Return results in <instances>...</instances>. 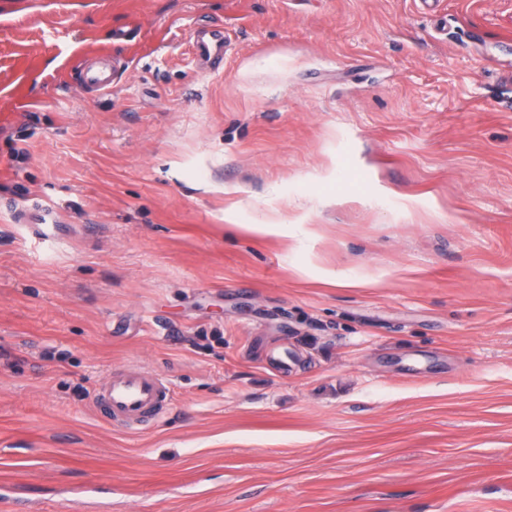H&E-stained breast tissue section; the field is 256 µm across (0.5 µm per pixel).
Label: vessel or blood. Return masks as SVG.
I'll list each match as a JSON object with an SVG mask.
<instances>
[{"label": "vessel or blood", "instance_id": "b4317fda", "mask_svg": "<svg viewBox=\"0 0 512 512\" xmlns=\"http://www.w3.org/2000/svg\"><path fill=\"white\" fill-rule=\"evenodd\" d=\"M170 404V386L158 372L139 367L110 374L95 405L112 426L135 429L144 420H160Z\"/></svg>", "mask_w": 512, "mask_h": 512}]
</instances>
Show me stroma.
<instances>
[{
	"label": "stroma",
	"mask_w": 512,
	"mask_h": 512,
	"mask_svg": "<svg viewBox=\"0 0 512 512\" xmlns=\"http://www.w3.org/2000/svg\"><path fill=\"white\" fill-rule=\"evenodd\" d=\"M2 489L512 512V0H0ZM85 88L94 91H108L112 89V75L103 68L92 67L87 70L82 78ZM95 405L112 426L137 430L145 419L159 421L170 405L169 382L158 372L139 367L111 373L95 396Z\"/></svg>",
	"instance_id": "35a3bbf8"
}]
</instances>
